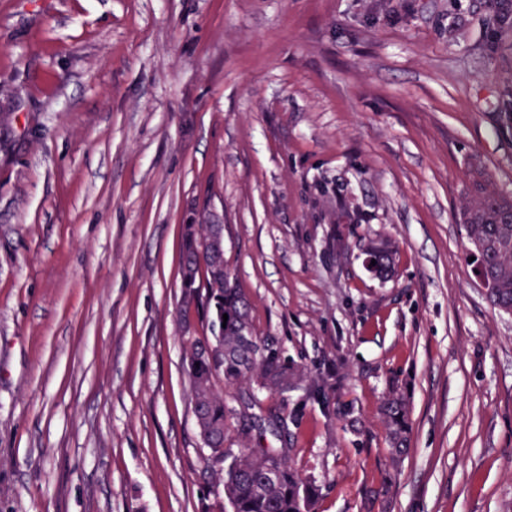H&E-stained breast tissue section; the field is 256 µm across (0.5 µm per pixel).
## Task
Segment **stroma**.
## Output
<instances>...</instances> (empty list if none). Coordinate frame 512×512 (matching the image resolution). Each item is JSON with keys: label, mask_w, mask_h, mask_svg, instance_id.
<instances>
[{"label": "stroma", "mask_w": 512, "mask_h": 512, "mask_svg": "<svg viewBox=\"0 0 512 512\" xmlns=\"http://www.w3.org/2000/svg\"><path fill=\"white\" fill-rule=\"evenodd\" d=\"M509 86L488 0H0V512L216 507L180 316L205 206L256 334L336 372L289 427L318 512H512V316L455 219L471 165L512 197ZM396 251V245L393 242L384 239L371 241L366 249L367 254H371L375 257L378 263V269L376 270V273L379 275L387 273L391 270ZM375 259L371 256H368L367 260L369 267L373 270L376 269V264L374 266H370V263ZM380 413L387 431L389 459L397 470L408 454L411 432L408 399L398 381L392 380L389 383L380 404Z\"/></svg>", "instance_id": "stroma-1"}]
</instances>
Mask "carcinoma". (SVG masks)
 <instances>
[{
	"label": "carcinoma",
	"instance_id": "cac0c4a2",
	"mask_svg": "<svg viewBox=\"0 0 512 512\" xmlns=\"http://www.w3.org/2000/svg\"><path fill=\"white\" fill-rule=\"evenodd\" d=\"M465 224L467 251L480 256L481 271L493 282L487 293L492 306L512 314V199L493 191L488 174L473 166L461 191L458 209ZM210 233L207 224H186L182 246L184 261L194 266L182 277L186 295L200 299L197 309L210 318L219 333L189 342L187 366L197 417L204 421L211 448L205 471L222 488L228 512H314L319 486L287 461L288 427L310 403L326 408L335 379L310 375L307 367L285 355L274 340L254 331L249 303L228 267L216 269L199 261L200 241ZM396 245L384 239L370 242L366 252L378 263L376 273L391 270ZM228 320H223V315ZM224 347V364L214 366L201 355L206 344ZM303 395L288 408V393ZM280 397L282 406L264 407L265 394ZM393 468L409 450V403L398 381L389 383L380 404ZM281 446L264 444L267 430Z\"/></svg>",
	"mask_w": 512,
	"mask_h": 512
}]
</instances>
